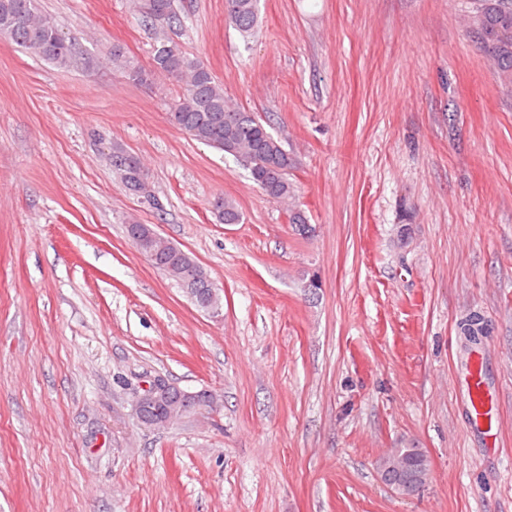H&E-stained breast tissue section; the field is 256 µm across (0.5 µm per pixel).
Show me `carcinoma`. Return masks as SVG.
<instances>
[{
  "mask_svg": "<svg viewBox=\"0 0 512 512\" xmlns=\"http://www.w3.org/2000/svg\"><path fill=\"white\" fill-rule=\"evenodd\" d=\"M477 13L483 17L487 30L504 39L501 52L492 58L495 76L504 84H512V0H480ZM226 20L247 40L258 24L259 0H226ZM144 18L169 26L179 22L177 0H144ZM54 22L40 14L35 0H0V34L7 36L29 54L54 65L68 69L78 61L90 65L92 58H78L76 38L65 43L54 42ZM112 67L135 83H146L152 72L163 73L181 84V93L169 106L170 120L194 140L233 157L248 154L254 160L250 177L260 185L266 196L286 201L294 196V185L288 179L291 158L281 139L270 130V125L254 112L230 107L224 96V86L218 83L207 65L186 53L182 47L160 38L153 49V70L140 67L120 44L112 45ZM127 192L155 203L154 197L143 193L135 171L131 167L114 166ZM212 208L226 224H238L242 213L235 199L217 196ZM128 239L133 246H141L142 254L151 264L176 281L181 288L195 289V301L209 299L215 283L208 272L187 252L176 245L161 246L159 240L143 239V226L126 225ZM461 333L472 343L489 333L483 315L469 312L459 323ZM186 400L184 390L178 387L168 392L166 405L149 404L142 410L144 419L162 414L164 408L180 406Z\"/></svg>",
  "mask_w": 512,
  "mask_h": 512,
  "instance_id": "cac0c4a2",
  "label": "carcinoma"
}]
</instances>
